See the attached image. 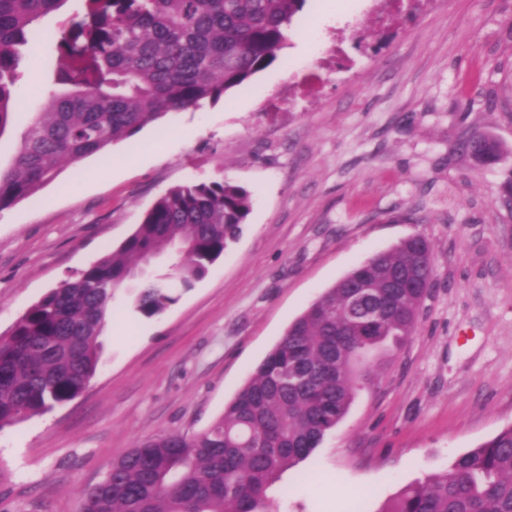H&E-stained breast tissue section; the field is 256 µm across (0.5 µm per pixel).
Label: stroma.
I'll return each instance as SVG.
<instances>
[{
	"label": "stroma",
	"mask_w": 512,
	"mask_h": 512,
	"mask_svg": "<svg viewBox=\"0 0 512 512\" xmlns=\"http://www.w3.org/2000/svg\"><path fill=\"white\" fill-rule=\"evenodd\" d=\"M307 0L275 60L201 107L0 210V340L49 289L117 248L165 192L252 194L239 239L160 316L117 290L97 372L74 400L0 430V512H77L113 461L220 416L289 324L350 270L420 234L436 272L416 330L312 455L268 490L279 512H379L402 487L512 425V0H437L395 24L372 0ZM24 50L0 169L55 81ZM316 81L293 98L302 65ZM497 141L483 165L472 133ZM464 149L484 165L494 164L500 155L498 144L482 135H473L464 142Z\"/></svg>",
	"instance_id": "obj_1"
}]
</instances>
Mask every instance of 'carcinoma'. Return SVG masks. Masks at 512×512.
Segmentation results:
<instances>
[{
  "instance_id": "obj_1",
  "label": "carcinoma",
  "mask_w": 512,
  "mask_h": 512,
  "mask_svg": "<svg viewBox=\"0 0 512 512\" xmlns=\"http://www.w3.org/2000/svg\"><path fill=\"white\" fill-rule=\"evenodd\" d=\"M68 0H0V132L18 88L20 47ZM59 36L66 58L44 109L0 171V210L33 196L64 164L125 141L170 112L219 99L276 58L306 0H79ZM464 149L484 165L498 144ZM250 192L228 181L170 189L114 251L50 289L0 341V430L74 400L95 375L116 290L146 318L203 279L233 243ZM166 256L170 272L143 271ZM435 272L415 234L357 265L288 327L225 406L193 436L164 433L114 460L79 512H274L267 492L307 459L411 338ZM369 288L366 297L359 289ZM380 512H512V425L404 487Z\"/></svg>"
}]
</instances>
